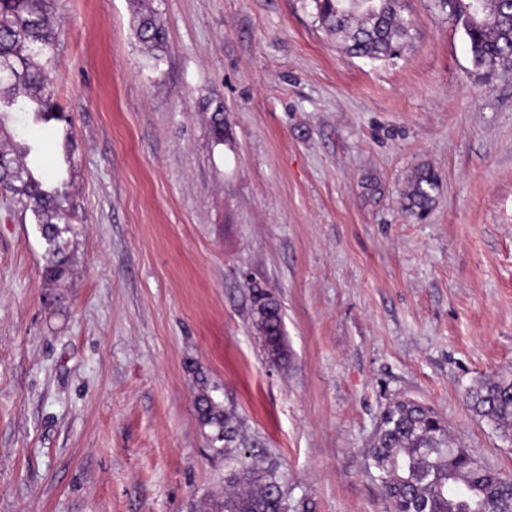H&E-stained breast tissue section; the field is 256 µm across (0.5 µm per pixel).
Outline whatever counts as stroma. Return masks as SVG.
<instances>
[{
	"label": "stroma",
	"instance_id": "35a3bbf8",
	"mask_svg": "<svg viewBox=\"0 0 512 512\" xmlns=\"http://www.w3.org/2000/svg\"><path fill=\"white\" fill-rule=\"evenodd\" d=\"M147 7L158 60L134 34ZM402 15L410 45L372 61L309 0H56L73 128L15 127L77 232L49 287L36 226L0 202V512H215L235 452L199 421L203 385L288 512H386L366 456L401 397L512 472L465 400L512 374V70L481 79L440 0ZM419 168L439 177L421 215ZM135 36L140 43L151 52H163L167 43V32L163 22L155 11L139 16L134 29ZM261 336L268 357L272 359L270 354L274 351L277 353V357L274 358L275 361H285L287 358V348L282 330L280 307L276 301L269 307Z\"/></svg>",
	"mask_w": 512,
	"mask_h": 512
}]
</instances>
